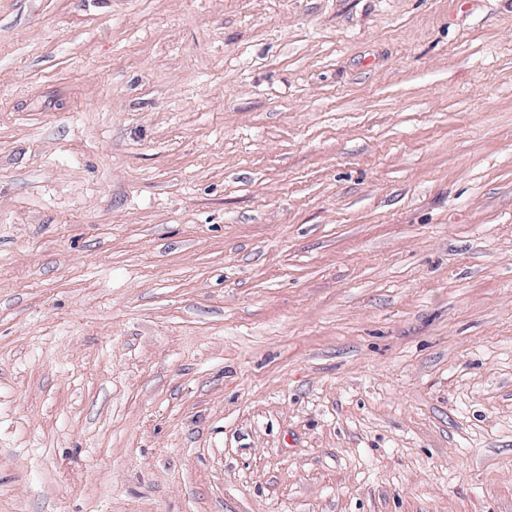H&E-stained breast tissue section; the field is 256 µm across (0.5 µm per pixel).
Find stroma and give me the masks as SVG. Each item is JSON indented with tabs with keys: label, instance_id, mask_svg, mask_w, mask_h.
<instances>
[{
	"label": "stroma",
	"instance_id": "obj_1",
	"mask_svg": "<svg viewBox=\"0 0 512 512\" xmlns=\"http://www.w3.org/2000/svg\"><path fill=\"white\" fill-rule=\"evenodd\" d=\"M0 512H512V0H0Z\"/></svg>",
	"mask_w": 512,
	"mask_h": 512
}]
</instances>
